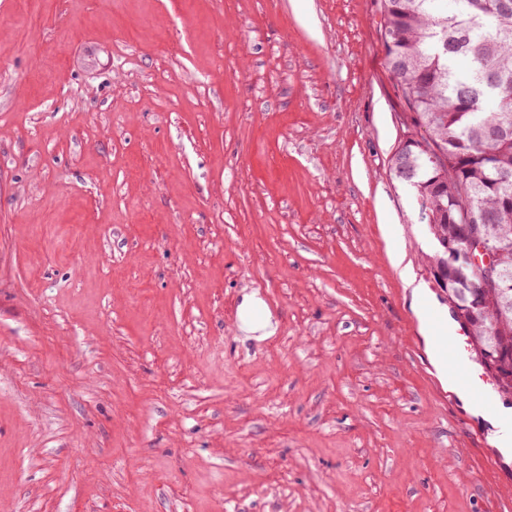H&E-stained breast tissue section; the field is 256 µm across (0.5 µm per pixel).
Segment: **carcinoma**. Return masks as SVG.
I'll use <instances>...</instances> for the list:
<instances>
[{"instance_id": "obj_1", "label": "carcinoma", "mask_w": 512, "mask_h": 512, "mask_svg": "<svg viewBox=\"0 0 512 512\" xmlns=\"http://www.w3.org/2000/svg\"><path fill=\"white\" fill-rule=\"evenodd\" d=\"M386 65L411 115L391 160L412 172L448 269V302L487 373L512 395V0H383ZM496 259L497 286L473 303L482 268L464 239Z\"/></svg>"}]
</instances>
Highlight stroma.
I'll use <instances>...</instances> for the list:
<instances>
[{
  "mask_svg": "<svg viewBox=\"0 0 512 512\" xmlns=\"http://www.w3.org/2000/svg\"><path fill=\"white\" fill-rule=\"evenodd\" d=\"M382 0H0V512H488L512 397L391 159ZM278 324L233 331L245 296ZM474 449L464 457V449ZM443 353L448 355V359H442L437 353L434 357V364L440 375L448 382L453 380L451 369L457 376L460 385L466 389H472V379L469 366L465 357L459 352L457 345L451 343L443 349Z\"/></svg>",
  "mask_w": 512,
  "mask_h": 512,
  "instance_id": "stroma-1",
  "label": "stroma"
}]
</instances>
